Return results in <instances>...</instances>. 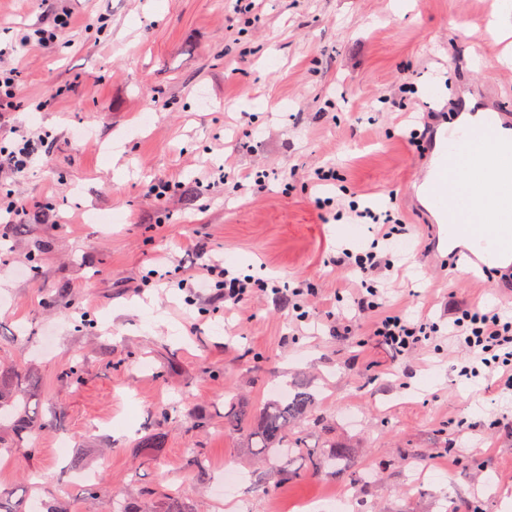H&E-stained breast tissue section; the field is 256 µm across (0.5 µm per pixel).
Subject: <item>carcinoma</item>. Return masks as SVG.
<instances>
[{
    "label": "carcinoma",
    "mask_w": 512,
    "mask_h": 512,
    "mask_svg": "<svg viewBox=\"0 0 512 512\" xmlns=\"http://www.w3.org/2000/svg\"><path fill=\"white\" fill-rule=\"evenodd\" d=\"M313 401L312 393L299 388L284 401L270 404L264 420L255 427L250 413L231 399L224 404V432L250 440L260 449L261 463L284 471L291 459L301 454V440L292 428L308 417ZM351 452L350 448L335 447L323 457L309 459L308 467L314 471L330 468L337 472L341 469V461Z\"/></svg>",
    "instance_id": "carcinoma-1"
}]
</instances>
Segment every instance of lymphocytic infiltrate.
Masks as SVG:
<instances>
[{"mask_svg":"<svg viewBox=\"0 0 512 512\" xmlns=\"http://www.w3.org/2000/svg\"><path fill=\"white\" fill-rule=\"evenodd\" d=\"M72 25L71 14L64 11L55 16L53 28L32 27L19 46L0 47V107L11 109L18 104L20 87L14 64L17 50L47 48ZM48 145L46 135L19 128L9 145L0 146V157L6 159L11 173L22 174L29 170L39 150ZM333 263L341 273V285L348 288L353 309L368 318L362 328L365 343L406 357L431 344L439 334V325L428 319L415 321L404 312L386 309L382 287L396 273L388 253L374 247L363 252L344 248ZM205 271L211 280L214 300L236 312L242 311L257 296L284 294L293 312L300 314L314 294L310 284L301 283L285 291L267 280L237 275L219 260L210 261ZM450 334L456 337L464 354L461 374L475 375L483 369L488 377L494 378L497 386L512 388V319H503L493 310L461 305L450 325Z\"/></svg>","mask_w":512,"mask_h":512,"instance_id":"lymphocytic-infiltrate-1","label":"lymphocytic infiltrate"}]
</instances>
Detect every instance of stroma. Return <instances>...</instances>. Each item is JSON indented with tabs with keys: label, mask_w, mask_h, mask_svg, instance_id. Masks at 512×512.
<instances>
[{
	"label": "stroma",
	"mask_w": 512,
	"mask_h": 512,
	"mask_svg": "<svg viewBox=\"0 0 512 512\" xmlns=\"http://www.w3.org/2000/svg\"><path fill=\"white\" fill-rule=\"evenodd\" d=\"M61 7L74 26L19 61L43 111H0V140L26 125L53 145L0 181L41 202L0 223V387L43 423L22 439L16 417L0 418V491L16 512H112L116 498L128 512H225L213 488L228 467L239 512L344 495L368 512H465L475 498L512 512V390L482 378L461 392L448 335L399 360L361 346V321L347 332L333 317L330 263L342 240L374 238L347 217L351 199L393 202L408 230L385 243L399 270L389 309L444 328L459 302L512 318L511 286L442 266L410 201L422 156L404 139L465 90L512 101V35L472 0H264L255 23L233 0H0V43ZM258 167L272 173L260 197L200 185ZM320 168L342 188L313 185ZM160 178L182 185L166 205L149 193ZM317 197L335 198L337 216L321 219ZM160 257L168 277L148 279ZM211 258L310 281L308 320L263 298L228 314L208 289L179 288ZM298 386L316 395L304 445L351 449L345 473L296 458L283 476L225 434L226 395L258 424ZM450 446L464 452L457 466L432 462ZM414 449L423 461L402 467ZM194 453L205 471L189 465ZM87 471L103 492H89Z\"/></svg>",
	"instance_id": "35a3bbf8"
}]
</instances>
